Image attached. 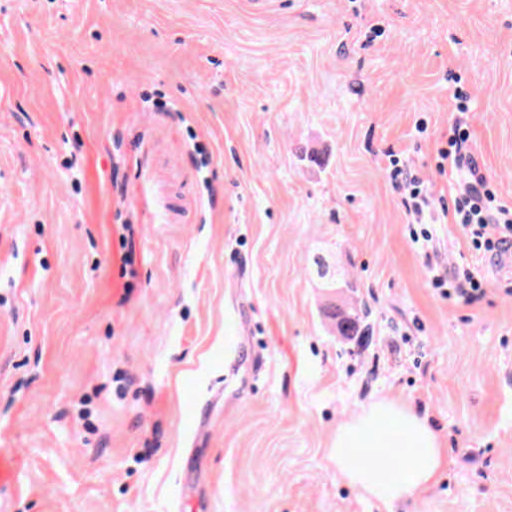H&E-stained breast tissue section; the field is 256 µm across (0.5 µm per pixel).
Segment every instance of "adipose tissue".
Masks as SVG:
<instances>
[{
  "instance_id": "adipose-tissue-1",
  "label": "adipose tissue",
  "mask_w": 512,
  "mask_h": 512,
  "mask_svg": "<svg viewBox=\"0 0 512 512\" xmlns=\"http://www.w3.org/2000/svg\"><path fill=\"white\" fill-rule=\"evenodd\" d=\"M338 480L384 505L408 501L446 465L439 433L405 403L382 399L342 423L330 446Z\"/></svg>"
}]
</instances>
